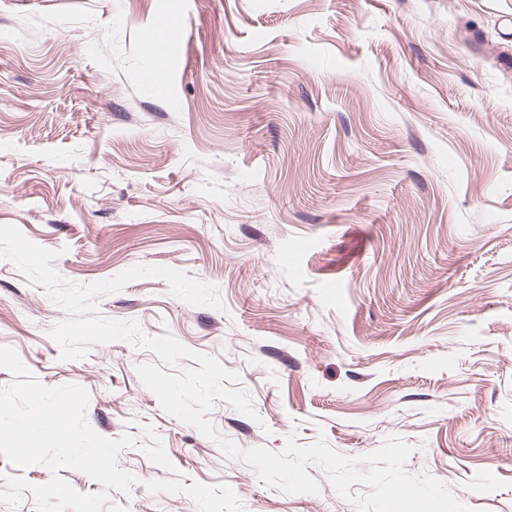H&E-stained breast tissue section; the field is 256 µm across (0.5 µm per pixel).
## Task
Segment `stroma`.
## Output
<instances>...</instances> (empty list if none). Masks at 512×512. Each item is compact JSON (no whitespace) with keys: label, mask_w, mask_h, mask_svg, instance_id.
<instances>
[{"label":"stroma","mask_w":512,"mask_h":512,"mask_svg":"<svg viewBox=\"0 0 512 512\" xmlns=\"http://www.w3.org/2000/svg\"><path fill=\"white\" fill-rule=\"evenodd\" d=\"M168 49L148 44L159 12ZM0 225L90 284L162 265L224 310L140 279L101 316L171 334L238 373L259 415L216 402L240 448L397 438L409 473L474 512H512V0H0ZM65 311L0 259V347L78 384L118 438L152 425L184 484L244 512H357L311 465L286 494L164 414L126 342L64 361ZM139 480L105 512H197Z\"/></svg>","instance_id":"stroma-1"}]
</instances>
